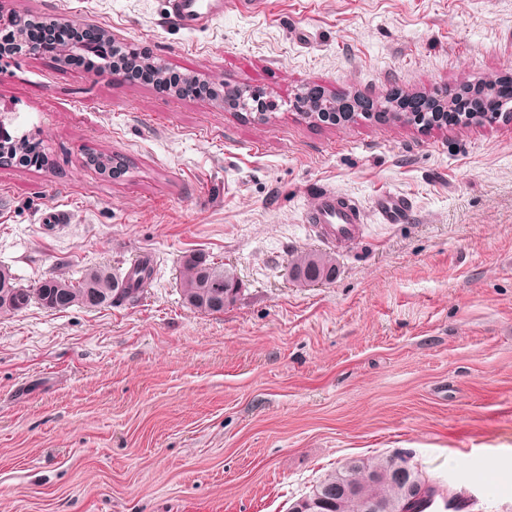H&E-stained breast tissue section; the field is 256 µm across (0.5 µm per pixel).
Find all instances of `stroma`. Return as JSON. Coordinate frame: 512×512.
I'll return each instance as SVG.
<instances>
[{
    "mask_svg": "<svg viewBox=\"0 0 512 512\" xmlns=\"http://www.w3.org/2000/svg\"><path fill=\"white\" fill-rule=\"evenodd\" d=\"M0 9L104 28L276 105L258 121L33 56L0 72L48 157L0 168V266L33 288L152 259L111 306L0 315V512H288L348 459L397 451L461 512H512V118L331 126L295 102L512 77V0H224L192 32L166 0ZM327 187L369 219L332 248V280L301 284L288 260L321 250L304 217ZM382 192L409 222L373 219ZM194 253L234 272L224 312L183 303Z\"/></svg>",
    "mask_w": 512,
    "mask_h": 512,
    "instance_id": "1",
    "label": "stroma"
}]
</instances>
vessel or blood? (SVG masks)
Here are the masks:
<instances>
[{"label":"vessel or blood","instance_id":"vessel-or-blood-1","mask_svg":"<svg viewBox=\"0 0 512 512\" xmlns=\"http://www.w3.org/2000/svg\"><path fill=\"white\" fill-rule=\"evenodd\" d=\"M223 13L224 0H168L169 20L188 31L209 25ZM374 210L383 224L401 223L410 214L408 202L391 194L378 196ZM364 218L363 211L354 201L327 189L306 221L312 224L321 243L334 246L357 241L362 234Z\"/></svg>","mask_w":512,"mask_h":512}]
</instances>
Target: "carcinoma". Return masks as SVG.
<instances>
[{
	"instance_id": "carcinoma-1",
	"label": "carcinoma",
	"mask_w": 512,
	"mask_h": 512,
	"mask_svg": "<svg viewBox=\"0 0 512 512\" xmlns=\"http://www.w3.org/2000/svg\"><path fill=\"white\" fill-rule=\"evenodd\" d=\"M383 121H399L416 126L431 127L434 118L421 112H389ZM336 272L331 255L316 251H299L291 256L288 273L296 281L309 283L330 280ZM150 275L137 280L134 288H127L123 280L107 267L85 270L80 281L73 283L63 277L51 276L34 288H22L7 267H0V314L22 311L38 302L49 310H64L74 305L87 308L110 306L116 299H125L139 293ZM236 282L234 274L205 257L192 255L183 262L181 296L188 307L207 314L220 313L233 305L237 295L224 284ZM425 480L419 468L400 476L395 471L393 456L351 459L347 464L327 473L308 493L318 503L310 512H359L365 502L375 503L382 512H400L412 495L411 486ZM437 486L431 485L423 495L411 501L412 512H431Z\"/></svg>"
}]
</instances>
